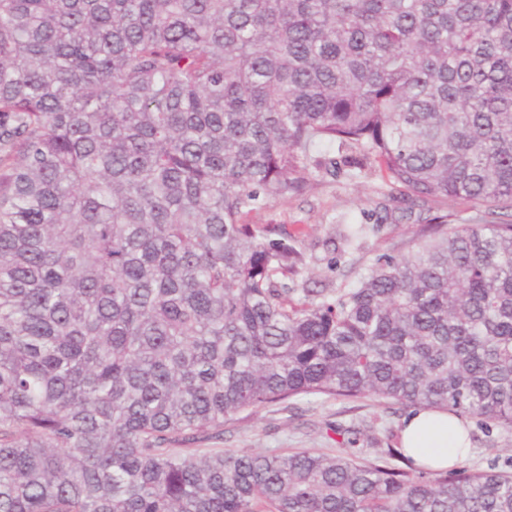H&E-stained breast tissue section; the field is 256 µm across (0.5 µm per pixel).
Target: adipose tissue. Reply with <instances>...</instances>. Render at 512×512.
Masks as SVG:
<instances>
[{"instance_id": "adipose-tissue-1", "label": "adipose tissue", "mask_w": 512, "mask_h": 512, "mask_svg": "<svg viewBox=\"0 0 512 512\" xmlns=\"http://www.w3.org/2000/svg\"><path fill=\"white\" fill-rule=\"evenodd\" d=\"M402 446L416 465L446 470L470 453L467 419L439 410H420L407 415L401 426Z\"/></svg>"}]
</instances>
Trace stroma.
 Here are the masks:
<instances>
[{"mask_svg": "<svg viewBox=\"0 0 512 512\" xmlns=\"http://www.w3.org/2000/svg\"><path fill=\"white\" fill-rule=\"evenodd\" d=\"M322 161H335V174L323 175L318 185L288 199L274 201L253 221L285 226L306 254L307 267L298 280L307 288H350L359 272L384 254L403 255L412 245L420 224L432 218L434 208L413 205L391 196L385 178L358 173L348 166L345 154L334 146L315 150ZM364 227L352 242L339 239V232ZM298 412L269 405L257 412L234 415L226 421L220 449L260 448L286 452L308 449L327 454L339 447L329 439L328 427L353 425L361 437L357 445L364 458H374V448L386 444L389 434L399 432L404 410H391L365 398L340 401L318 395L298 399ZM472 451L464 467L512 472V432L486 428L471 418Z\"/></svg>", "mask_w": 512, "mask_h": 512, "instance_id": "1", "label": "stroma"}]
</instances>
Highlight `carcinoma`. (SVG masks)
<instances>
[{
    "label": "carcinoma",
    "instance_id": "carcinoma-1",
    "mask_svg": "<svg viewBox=\"0 0 512 512\" xmlns=\"http://www.w3.org/2000/svg\"><path fill=\"white\" fill-rule=\"evenodd\" d=\"M317 144L483 213L300 288L249 217ZM508 211L512 0H0V512H512L390 444L195 447L310 394L512 431Z\"/></svg>",
    "mask_w": 512,
    "mask_h": 512
}]
</instances>
